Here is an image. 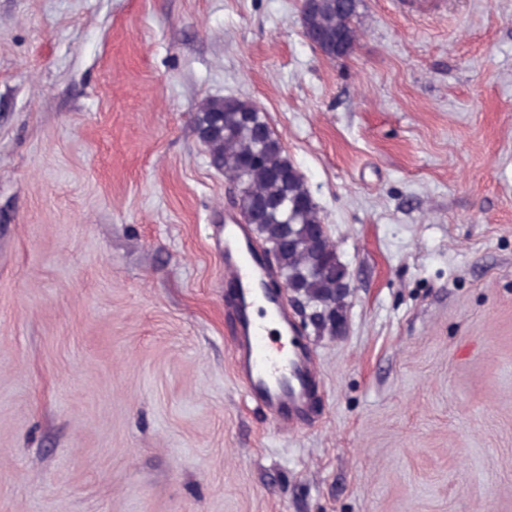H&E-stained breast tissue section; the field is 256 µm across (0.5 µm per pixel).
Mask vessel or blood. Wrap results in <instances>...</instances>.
I'll list each match as a JSON object with an SVG mask.
<instances>
[{"mask_svg": "<svg viewBox=\"0 0 512 512\" xmlns=\"http://www.w3.org/2000/svg\"><path fill=\"white\" fill-rule=\"evenodd\" d=\"M269 275L247 225L228 221L224 277L236 285L231 351L237 377L251 402L290 431L311 416L316 364L280 297L264 288ZM278 336L287 346L275 344Z\"/></svg>", "mask_w": 512, "mask_h": 512, "instance_id": "1", "label": "vessel or blood"}]
</instances>
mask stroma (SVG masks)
I'll list each match as a JSON object with an SVG mask.
<instances>
[{
    "label": "stroma",
    "instance_id": "obj_1",
    "mask_svg": "<svg viewBox=\"0 0 512 512\" xmlns=\"http://www.w3.org/2000/svg\"><path fill=\"white\" fill-rule=\"evenodd\" d=\"M0 0V512H512V0ZM266 112L346 265L314 423L234 372L194 118ZM336 4H325L308 15L310 27L328 38L339 37L349 45L358 37L354 19L357 17L359 0H335Z\"/></svg>",
    "mask_w": 512,
    "mask_h": 512
}]
</instances>
